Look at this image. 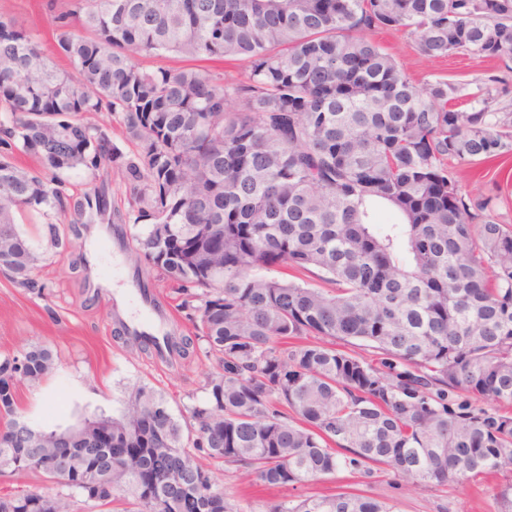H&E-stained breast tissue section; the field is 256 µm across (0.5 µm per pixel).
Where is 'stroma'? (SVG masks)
<instances>
[{"label":"stroma","instance_id":"obj_1","mask_svg":"<svg viewBox=\"0 0 512 512\" xmlns=\"http://www.w3.org/2000/svg\"><path fill=\"white\" fill-rule=\"evenodd\" d=\"M64 3L73 6L77 0H0V15L30 31L47 61L67 72L71 65L56 50L53 28V17ZM375 39L417 82L482 81L503 73L499 62L463 53L427 58L395 30L376 33ZM506 76L512 81V72ZM450 170L463 191L493 197L492 217L512 224V156L493 162H454ZM138 230L135 224L102 228L97 273L114 291L125 294L135 285L149 288L164 303L174 335L190 341L185 354L168 360L157 359L151 348L126 340L112 324L107 302L91 295L85 237L77 238L70 254L47 253L38 274L45 284L43 293L18 288L0 274V357L33 343L46 345L57 355L54 369L39 384L16 386L17 414L32 428H62L84 416L118 414L128 393L140 383L152 386L175 412L204 398L206 379L217 372L218 365L193 343L195 331L177 309L176 285L160 279L152 265L134 263ZM210 471L216 485L238 501L244 512H261L271 498L299 500L341 489L373 496L393 512H497L494 477L475 484L418 488L383 470L369 479L340 472L268 492L251 486L244 470L214 465Z\"/></svg>","mask_w":512,"mask_h":512}]
</instances>
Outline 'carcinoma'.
<instances>
[{
  "mask_svg": "<svg viewBox=\"0 0 512 512\" xmlns=\"http://www.w3.org/2000/svg\"><path fill=\"white\" fill-rule=\"evenodd\" d=\"M57 47L72 72L0 16V270L27 291L34 252L14 213L45 224L56 253L77 224H146L135 262L178 285L205 356L219 372L206 398L174 417L147 385L112 417V439L141 449L116 465L70 426L88 457L49 461L60 432L7 445L18 380L55 365L46 346L0 361V472L42 474L118 512H241L216 491L203 456L247 468L267 489L384 466L416 486L500 474L512 512V225L465 194L452 161L512 154L508 80L495 88L436 78L419 86L369 38L405 32L430 58L512 59V0H79L58 10ZM232 57L228 77L146 71L137 55ZM467 108L459 109V101ZM124 125L135 150L112 143ZM33 156L22 171L16 155ZM135 208L112 212V170ZM93 187L67 192L64 176ZM315 268L327 287L260 270ZM371 353V357L364 353ZM264 512H391L339 492L277 499ZM0 512H55L41 493L0 495Z\"/></svg>",
  "mask_w": 512,
  "mask_h": 512,
  "instance_id": "obj_1",
  "label": "carcinoma"
}]
</instances>
